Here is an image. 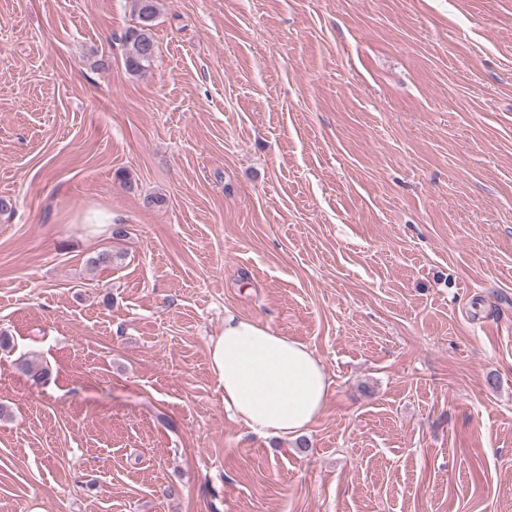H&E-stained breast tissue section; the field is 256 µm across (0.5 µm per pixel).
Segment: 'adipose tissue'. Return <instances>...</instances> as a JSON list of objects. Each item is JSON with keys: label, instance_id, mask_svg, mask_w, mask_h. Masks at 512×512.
Wrapping results in <instances>:
<instances>
[{"label": "adipose tissue", "instance_id": "obj_1", "mask_svg": "<svg viewBox=\"0 0 512 512\" xmlns=\"http://www.w3.org/2000/svg\"><path fill=\"white\" fill-rule=\"evenodd\" d=\"M224 409L252 433L293 438L323 412L330 381L306 344L234 314L209 347Z\"/></svg>", "mask_w": 512, "mask_h": 512}]
</instances>
